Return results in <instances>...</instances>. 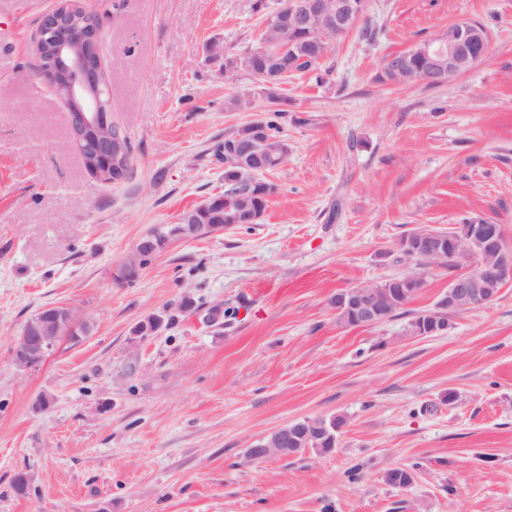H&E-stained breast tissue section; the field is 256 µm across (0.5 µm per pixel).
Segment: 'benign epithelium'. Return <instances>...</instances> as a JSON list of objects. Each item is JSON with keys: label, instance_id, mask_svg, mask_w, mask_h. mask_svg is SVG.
Returning <instances> with one entry per match:
<instances>
[{"label": "benign epithelium", "instance_id": "benign-epithelium-1", "mask_svg": "<svg viewBox=\"0 0 512 512\" xmlns=\"http://www.w3.org/2000/svg\"><path fill=\"white\" fill-rule=\"evenodd\" d=\"M368 0H290L288 9L277 24L291 34L305 33L327 50L326 35H339L355 29L363 18ZM103 20L79 5L76 0H61L40 20L35 44L42 47L44 64L36 74L52 91L59 104L69 112L73 141L85 170L102 184L121 181L129 168L125 131L112 123L111 101L105 70L98 53ZM489 33L470 19H461L436 35L413 47L386 57L382 70L391 84L437 86L468 72L484 58ZM266 139L253 136L230 143L226 158L252 170L275 160V152L266 150ZM458 231L440 234L428 229L414 231L398 243L405 258L418 263L447 265L448 259H467L471 269L450 279L448 294L424 313L410 328L416 337L442 336L449 322L442 313H456L465 308L490 304L499 289L512 284V248L503 243L500 225L483 217H467L457 225ZM153 242H140L134 253L121 264L125 278L141 276L146 255ZM336 311L359 325L382 323L397 301L389 289L372 286L350 288L334 297ZM74 315L64 307L52 320L26 323L14 349V361L31 368L44 361L64 332L63 320ZM271 440L248 449L252 460L286 459L308 448L307 434L290 422L270 433Z\"/></svg>", "mask_w": 512, "mask_h": 512}]
</instances>
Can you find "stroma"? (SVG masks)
<instances>
[{
	"instance_id": "1",
	"label": "stroma",
	"mask_w": 512,
	"mask_h": 512,
	"mask_svg": "<svg viewBox=\"0 0 512 512\" xmlns=\"http://www.w3.org/2000/svg\"><path fill=\"white\" fill-rule=\"evenodd\" d=\"M57 3L0 0V512H512V285L429 338L405 315L340 323L332 304L417 271L411 307L432 308L469 264L415 267L397 249L414 230L481 216L512 246V0H369L371 38L333 40L275 104L208 45L256 50L279 0H81L104 20L112 119L134 146L118 184L85 171L36 76L32 37ZM464 18L491 36L466 74L380 80L387 55ZM233 95L249 108L225 110ZM275 108L291 150L264 175L259 223L115 281L142 237L223 191L215 144ZM48 305L90 331L18 367ZM154 315L167 325L136 338ZM335 416L330 453L246 457L289 421ZM396 467L409 487L384 482Z\"/></svg>"
}]
</instances>
